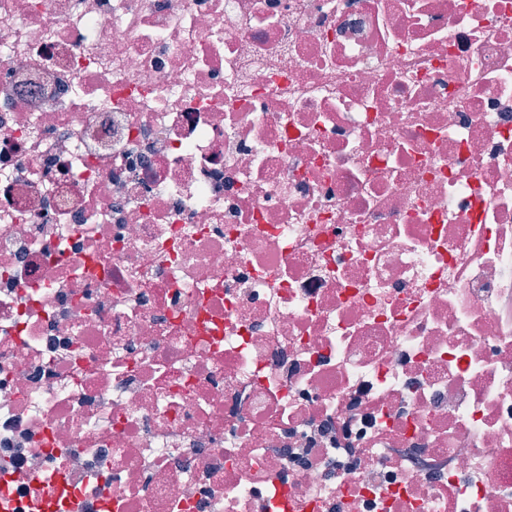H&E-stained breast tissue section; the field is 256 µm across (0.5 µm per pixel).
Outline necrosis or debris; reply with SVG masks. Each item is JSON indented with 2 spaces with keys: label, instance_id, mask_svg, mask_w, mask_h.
<instances>
[{
  "label": "necrosis or debris",
  "instance_id": "4bbe7bcc",
  "mask_svg": "<svg viewBox=\"0 0 512 512\" xmlns=\"http://www.w3.org/2000/svg\"><path fill=\"white\" fill-rule=\"evenodd\" d=\"M0 512H512V0H0Z\"/></svg>",
  "mask_w": 512,
  "mask_h": 512
}]
</instances>
